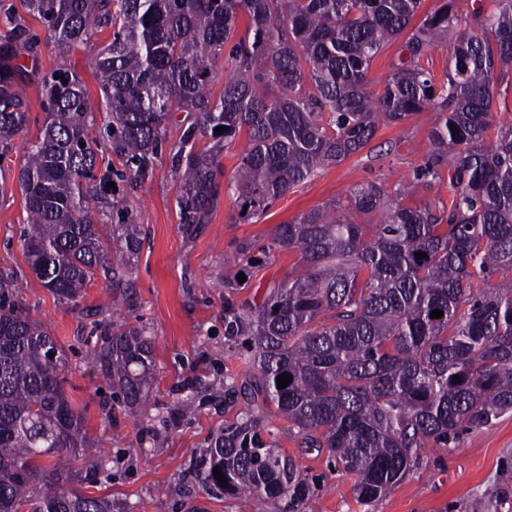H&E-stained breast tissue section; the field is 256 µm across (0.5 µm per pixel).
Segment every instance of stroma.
<instances>
[{"label":"stroma","instance_id":"obj_1","mask_svg":"<svg viewBox=\"0 0 512 512\" xmlns=\"http://www.w3.org/2000/svg\"><path fill=\"white\" fill-rule=\"evenodd\" d=\"M30 27L39 42L36 66L25 77L28 121L0 158V270L14 274L25 308L64 349V389L82 413L88 436L102 448L98 459L82 465L83 491L110 499L112 512H285L279 500L224 495L206 477L208 450L235 414L216 390L251 371L247 337L224 333V299L229 296L224 259L243 245L253 258L244 284L229 296L246 310L262 302L300 261L297 253L273 247L277 225L367 182L380 181L392 190L406 187V206L450 203L448 180L436 182L422 174L432 158L430 132L439 118L437 109L426 108L399 125L379 126L360 152L277 198L258 218L240 220L233 196L221 194L210 223L191 230L180 219L174 154L194 121L192 114H171L153 168L141 184L111 145L101 144L96 169L118 174L113 200L142 226L132 269L135 288L116 308L104 310L100 303L108 288L98 278L83 298L63 303L44 288L25 259L27 212L17 172L24 143L39 137L44 127L41 76L60 67L74 71L85 88L89 116L103 121L106 107L94 61L111 41L112 29H94L87 42L63 57L41 24L34 21ZM119 324L143 326L154 342L148 399L135 407L85 357L97 328ZM187 401L193 411H184ZM267 429L277 448L296 460L308 485L304 512H470L476 500L485 502L487 512H512V412L464 431L450 447L426 449L419 466L372 503L357 499L353 476L328 450L302 447L276 412L268 413Z\"/></svg>","mask_w":512,"mask_h":512}]
</instances>
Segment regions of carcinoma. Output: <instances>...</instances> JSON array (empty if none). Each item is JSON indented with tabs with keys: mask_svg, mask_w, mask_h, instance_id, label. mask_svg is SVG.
<instances>
[{
	"mask_svg": "<svg viewBox=\"0 0 512 512\" xmlns=\"http://www.w3.org/2000/svg\"><path fill=\"white\" fill-rule=\"evenodd\" d=\"M421 2L19 0L62 55L95 24L112 25L113 39L94 63L107 109L103 133L93 136L88 124L82 81L58 69L41 80L47 122L24 146L18 171L29 214L26 261L65 303L83 297L97 275L114 302L132 287L141 225L129 212L111 226L93 221L112 192V176L95 174L101 138L112 140L142 183L170 114H195L197 130L215 145L199 152L188 147L194 131L184 137L177 202L182 223L207 224L221 194V151L243 132L248 147L227 187L248 220L359 152L379 123L407 121L429 106L443 110L426 175L440 178L438 166L448 163L449 207H407L387 186L368 182L344 203L278 225L273 246L298 253L304 265L247 313L232 293L251 257L241 249L224 261V335L249 337L256 371L224 386V399L246 400L209 450L207 478L225 494L285 498L293 512L305 504L298 466L264 438L272 406L303 447L327 449L355 477L366 503L416 468L423 449L512 412V278L491 283L512 270V124L490 134L495 87L512 69V0L465 19L446 0L414 27ZM242 14L246 34L229 47ZM7 25L0 33L3 156L28 119L20 57L37 43L22 16ZM409 28L408 59L373 92V59ZM447 36L448 72L437 86L419 60ZM222 57L231 77L216 97L210 82ZM220 126L227 130L215 133ZM377 214L369 235L359 217ZM434 310L443 316L430 318ZM89 355L127 403L143 401L153 367V340L143 328L116 325ZM67 367L64 351L22 303L0 312V512H112L110 501L74 488L75 462L99 445L65 393ZM285 372L292 382L280 389ZM43 457L55 463L44 465Z\"/></svg>",
	"mask_w": 512,
	"mask_h": 512,
	"instance_id": "1",
	"label": "carcinoma"
}]
</instances>
